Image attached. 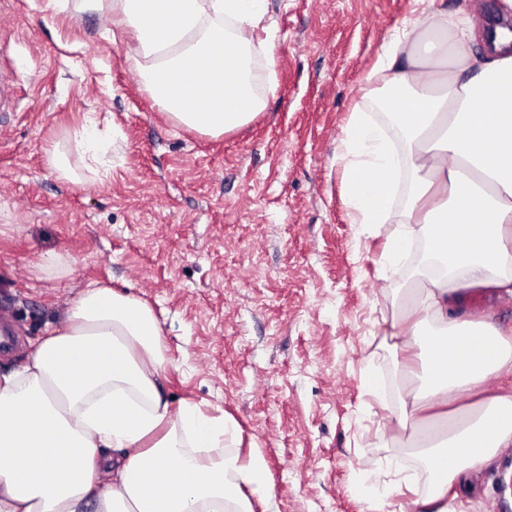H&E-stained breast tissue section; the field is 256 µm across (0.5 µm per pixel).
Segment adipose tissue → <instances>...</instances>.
Listing matches in <instances>:
<instances>
[{"label": "adipose tissue", "mask_w": 512, "mask_h": 512, "mask_svg": "<svg viewBox=\"0 0 512 512\" xmlns=\"http://www.w3.org/2000/svg\"><path fill=\"white\" fill-rule=\"evenodd\" d=\"M265 0H112L133 32L127 58L174 121L214 136L264 108L254 88L251 32ZM479 28L441 11L407 23L384 45L367 83L383 82L393 140L365 106L340 141L352 221L383 224L405 182L406 232L441 264L411 289L397 349L434 347L425 385L405 379L383 428L410 432L434 476L430 502L448 512L456 475L512 447V341L460 313L466 290L512 296V0ZM152 310L136 295L89 284L64 323L19 367L0 371V512H270L262 458L224 452L226 419L172 406ZM109 469V483L98 472Z\"/></svg>", "instance_id": "obj_1"}]
</instances>
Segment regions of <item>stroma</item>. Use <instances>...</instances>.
Masks as SVG:
<instances>
[{"mask_svg":"<svg viewBox=\"0 0 512 512\" xmlns=\"http://www.w3.org/2000/svg\"><path fill=\"white\" fill-rule=\"evenodd\" d=\"M0 0V311L19 330L15 367L65 320L86 283L152 309L176 401L234 429L226 453L262 456L276 512H402L430 484L415 449L381 435L402 393L391 338L425 253L386 260L388 223H351L339 143L365 76L424 0H266L276 84L247 125H177L92 0ZM94 118L112 167L96 177L75 139ZM65 155L68 174L49 162ZM62 264L45 268V254ZM512 329V298L464 302ZM449 507L512 512V455L453 484Z\"/></svg>","mask_w":512,"mask_h":512,"instance_id":"35a3bbf8","label":"stroma"}]
</instances>
